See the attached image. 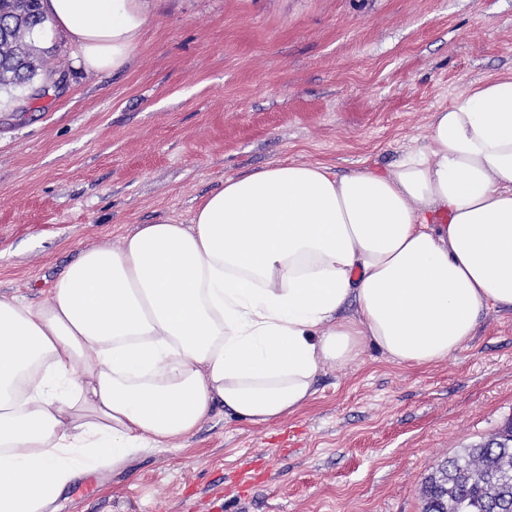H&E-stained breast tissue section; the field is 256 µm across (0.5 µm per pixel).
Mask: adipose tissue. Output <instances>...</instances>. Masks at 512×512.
<instances>
[{
    "mask_svg": "<svg viewBox=\"0 0 512 512\" xmlns=\"http://www.w3.org/2000/svg\"><path fill=\"white\" fill-rule=\"evenodd\" d=\"M85 72L129 63L145 0H42ZM512 309V72L433 112L391 168L277 162L225 179L190 223L83 250L33 304L0 297V512H55L83 474L304 408L372 344L422 369Z\"/></svg>",
    "mask_w": 512,
    "mask_h": 512,
    "instance_id": "1",
    "label": "adipose tissue"
}]
</instances>
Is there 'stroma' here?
<instances>
[{"label":"stroma","instance_id":"1","mask_svg":"<svg viewBox=\"0 0 512 512\" xmlns=\"http://www.w3.org/2000/svg\"><path fill=\"white\" fill-rule=\"evenodd\" d=\"M121 72L87 74L47 32L54 79L0 92V294L42 301L80 250L190 223L225 178L280 161L388 169L430 118L512 71V0H151ZM302 410L196 433L79 476L56 512H422L438 461L512 420V311L450 359L374 346L324 369ZM253 473L243 487L241 471Z\"/></svg>","mask_w":512,"mask_h":512}]
</instances>
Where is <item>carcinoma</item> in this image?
I'll use <instances>...</instances> for the list:
<instances>
[{"label": "carcinoma", "mask_w": 512, "mask_h": 512, "mask_svg": "<svg viewBox=\"0 0 512 512\" xmlns=\"http://www.w3.org/2000/svg\"><path fill=\"white\" fill-rule=\"evenodd\" d=\"M45 23L41 0H0V89L47 72L34 39ZM421 498L423 512H512V424L436 467Z\"/></svg>", "instance_id": "obj_1"}]
</instances>
